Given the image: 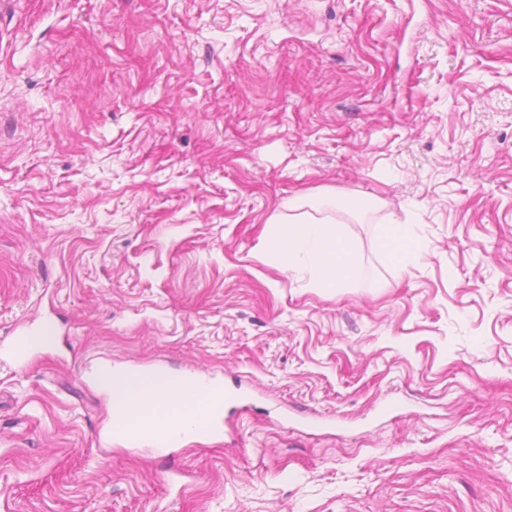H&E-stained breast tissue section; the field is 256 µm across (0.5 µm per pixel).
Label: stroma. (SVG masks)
Returning a JSON list of instances; mask_svg holds the SVG:
<instances>
[{
    "mask_svg": "<svg viewBox=\"0 0 512 512\" xmlns=\"http://www.w3.org/2000/svg\"><path fill=\"white\" fill-rule=\"evenodd\" d=\"M326 192L333 288L264 251ZM106 362L232 436L126 445ZM0 512H512V0H0Z\"/></svg>",
    "mask_w": 512,
    "mask_h": 512,
    "instance_id": "obj_1",
    "label": "stroma"
}]
</instances>
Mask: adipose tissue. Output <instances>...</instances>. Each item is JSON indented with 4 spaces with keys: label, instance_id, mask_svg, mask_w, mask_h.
I'll return each instance as SVG.
<instances>
[{
    "label": "adipose tissue",
    "instance_id": "ef3b65f1",
    "mask_svg": "<svg viewBox=\"0 0 512 512\" xmlns=\"http://www.w3.org/2000/svg\"><path fill=\"white\" fill-rule=\"evenodd\" d=\"M299 207L298 201H289L290 215L277 219L265 249L282 267L308 264L322 287H335L348 272L351 245L333 220L313 218ZM93 378L109 396L112 426L139 416L140 436L156 447L205 436L213 416L224 408V396L214 382L184 374L105 364L95 369Z\"/></svg>",
    "mask_w": 512,
    "mask_h": 512
}]
</instances>
